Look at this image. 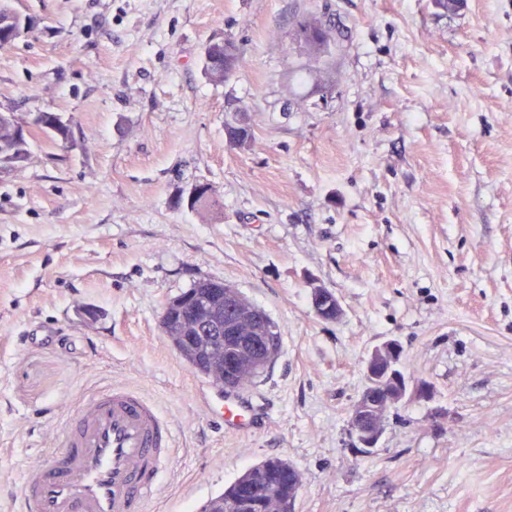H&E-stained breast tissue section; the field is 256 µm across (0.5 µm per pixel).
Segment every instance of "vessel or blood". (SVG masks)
<instances>
[{
    "mask_svg": "<svg viewBox=\"0 0 512 512\" xmlns=\"http://www.w3.org/2000/svg\"><path fill=\"white\" fill-rule=\"evenodd\" d=\"M211 412L234 432L253 417L231 398ZM170 438L169 421L140 393H93L66 420L59 449L25 472L20 512H149L171 462Z\"/></svg>",
    "mask_w": 512,
    "mask_h": 512,
    "instance_id": "vessel-or-blood-1",
    "label": "vessel or blood"
}]
</instances>
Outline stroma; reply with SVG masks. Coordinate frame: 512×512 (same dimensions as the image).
<instances>
[{"label": "stroma", "mask_w": 512, "mask_h": 512, "mask_svg": "<svg viewBox=\"0 0 512 512\" xmlns=\"http://www.w3.org/2000/svg\"><path fill=\"white\" fill-rule=\"evenodd\" d=\"M13 6L30 23L0 49V111L57 113L71 138L35 133L0 175V512L111 385L172 427L150 512H200L269 457L301 476L295 512H512V0ZM311 18L331 35L317 56L296 39ZM224 36L245 60L215 85L203 52ZM199 183L222 214L179 205ZM204 278L282 337L240 433L160 326ZM389 339L432 397L392 407L359 455L349 415ZM312 304L319 317L328 320L329 316L340 315L341 309L337 296L331 290L324 287H314L312 289Z\"/></svg>", "instance_id": "1"}]
</instances>
